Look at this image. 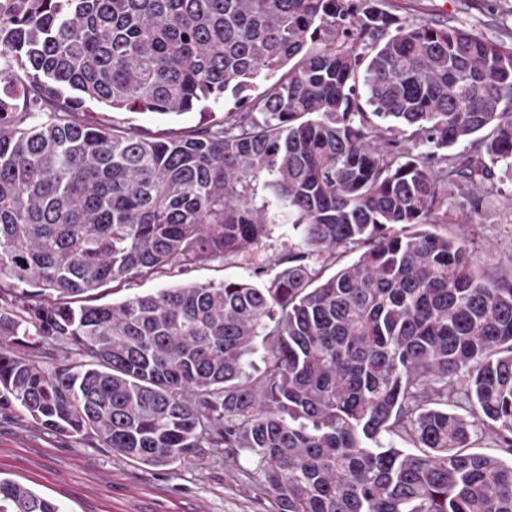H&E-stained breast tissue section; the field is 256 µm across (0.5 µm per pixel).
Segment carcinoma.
<instances>
[{
  "label": "carcinoma",
  "instance_id": "obj_1",
  "mask_svg": "<svg viewBox=\"0 0 512 512\" xmlns=\"http://www.w3.org/2000/svg\"><path fill=\"white\" fill-rule=\"evenodd\" d=\"M228 91L190 132L91 116ZM503 180L512 46L384 0H0V408L149 468L246 449L278 512H512L475 451L512 454V277L431 230ZM270 204L268 285L76 303L245 252ZM0 512L61 510L0 477Z\"/></svg>",
  "mask_w": 512,
  "mask_h": 512
}]
</instances>
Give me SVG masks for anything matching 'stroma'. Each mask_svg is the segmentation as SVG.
I'll list each match as a JSON object with an SVG mask.
<instances>
[{"label":"stroma","instance_id":"obj_1","mask_svg":"<svg viewBox=\"0 0 512 512\" xmlns=\"http://www.w3.org/2000/svg\"><path fill=\"white\" fill-rule=\"evenodd\" d=\"M386 2L403 21L429 18L492 42L512 44V0ZM235 109L236 99L228 93L201 111L164 116L110 112L106 118L116 126L139 127L154 135L214 123ZM267 218L266 238L244 253L182 274L165 272L110 283L96 290L91 301L119 302L187 281L217 285L238 278L267 284L279 272L277 259L289 246L288 226L281 213L269 209ZM435 230L471 243L485 275L512 276V184L500 183L473 221H465L456 207H449L447 223L436 225ZM0 476L54 500L62 512H273L272 498L255 476L248 451L230 456L217 449L193 466L175 463L148 469L98 442L48 431L16 407L0 409Z\"/></svg>","mask_w":512,"mask_h":512}]
</instances>
